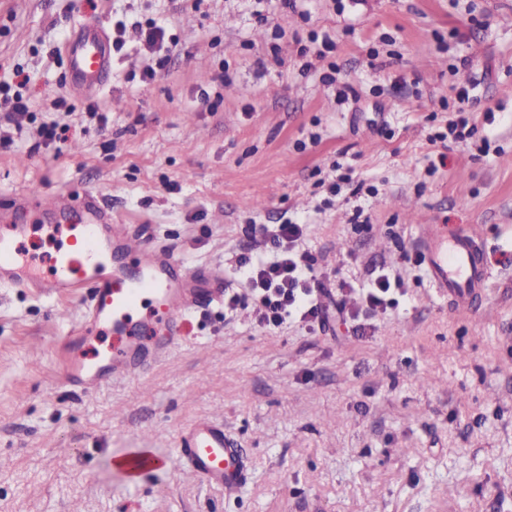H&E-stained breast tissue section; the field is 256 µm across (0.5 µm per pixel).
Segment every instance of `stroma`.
I'll return each mask as SVG.
<instances>
[{"label": "stroma", "instance_id": "35a3bbf8", "mask_svg": "<svg viewBox=\"0 0 512 512\" xmlns=\"http://www.w3.org/2000/svg\"><path fill=\"white\" fill-rule=\"evenodd\" d=\"M150 20L172 37L158 53L135 31ZM119 22L108 81L72 88L66 39ZM17 66L35 123L63 95L73 135L38 149L0 118V213L17 192L95 195L148 248L223 270L240 302L202 305L143 377L87 395L61 378L88 289L0 288V512H512V0H0V84ZM461 80L477 129L433 142ZM286 223L347 307L401 278L372 335L259 326L236 259L248 225ZM422 224L482 237L480 309L435 297L412 262ZM199 417L241 444L235 493L115 467L129 448L173 455Z\"/></svg>", "mask_w": 512, "mask_h": 512}]
</instances>
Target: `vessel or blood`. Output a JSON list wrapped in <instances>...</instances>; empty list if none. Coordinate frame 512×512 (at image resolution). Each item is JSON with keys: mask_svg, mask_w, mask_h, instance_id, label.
<instances>
[{"mask_svg": "<svg viewBox=\"0 0 512 512\" xmlns=\"http://www.w3.org/2000/svg\"><path fill=\"white\" fill-rule=\"evenodd\" d=\"M70 82L91 90L102 85L112 69V44L96 27H83L64 45ZM22 204L46 218V232L78 229L69 239V251H56L49 262L27 252V224L0 225V284L31 288L47 297L62 298L80 285L93 290L82 332L71 340L73 350L64 380L88 393L105 379L134 378L146 373L154 360L166 357L182 340L196 308V272L171 253L144 249L141 241L123 238L104 228L106 214L93 195L73 207L65 195L25 192ZM429 284L437 296L459 309L471 308L489 286L490 272L482 240L472 232H423L418 240ZM137 255V271L120 263L102 264L106 254ZM111 345L95 360L85 353L100 335ZM124 469L137 475L180 466L195 477L232 493L245 480L241 448L227 437L224 427L202 419L182 431L174 456H161L149 448H133L124 457Z\"/></svg>", "mask_w": 512, "mask_h": 512, "instance_id": "vessel-or-blood-1", "label": "vessel or blood"}]
</instances>
